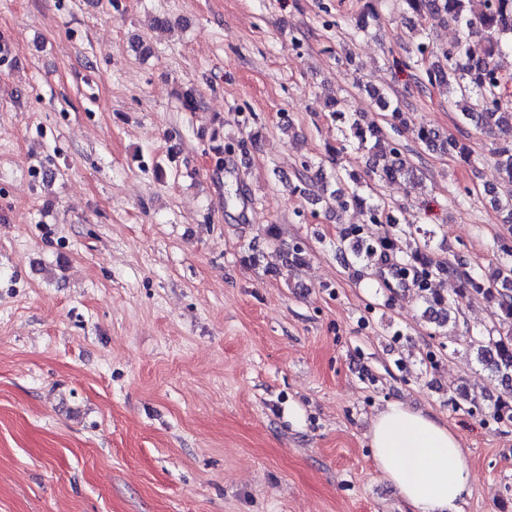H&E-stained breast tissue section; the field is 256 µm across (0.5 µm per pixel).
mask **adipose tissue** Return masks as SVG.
<instances>
[{
  "mask_svg": "<svg viewBox=\"0 0 512 512\" xmlns=\"http://www.w3.org/2000/svg\"><path fill=\"white\" fill-rule=\"evenodd\" d=\"M367 438L377 470L409 512H461L473 477L447 423L392 402L372 418Z\"/></svg>",
  "mask_w": 512,
  "mask_h": 512,
  "instance_id": "obj_1",
  "label": "adipose tissue"
}]
</instances>
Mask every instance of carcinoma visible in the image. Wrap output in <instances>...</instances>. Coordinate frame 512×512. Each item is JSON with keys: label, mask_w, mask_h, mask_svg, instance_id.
Returning a JSON list of instances; mask_svg holds the SVG:
<instances>
[{"label": "carcinoma", "mask_w": 512, "mask_h": 512, "mask_svg": "<svg viewBox=\"0 0 512 512\" xmlns=\"http://www.w3.org/2000/svg\"><path fill=\"white\" fill-rule=\"evenodd\" d=\"M404 11L424 20L439 18L452 26L456 38L447 45H438L424 35L423 28L413 29L415 49L409 56L410 64L424 70L429 85L443 87L448 95L462 102L458 122L473 126L482 134H492L495 129L512 125V99L505 94L512 83V75L501 70L499 59L512 53V0H400ZM380 109L387 113L389 129L372 123L363 125L346 115L340 100L329 103L332 116L347 123V141L356 150H366L373 158L370 174L378 184L403 179L409 183L417 178V168L403 155L393 135L401 133L407 125V115L398 101L388 93L375 90ZM418 139L428 149L456 155L471 162L472 151L451 134H445L430 125L418 129ZM499 182L492 190V202L507 212L512 223V143L505 142L493 149ZM332 169L324 173L318 166L316 179L318 199L334 200L343 209L353 208L364 213L371 224L395 225L400 223L401 209L390 206L373 196H365L362 182L340 166L335 156H330ZM315 163L304 159L296 175L297 183L291 186L296 192H306L311 177L308 172ZM265 235L279 242L282 266L292 273L306 262L305 249L296 242L279 239L276 226L267 225ZM337 248L350 251L351 262L361 267L374 258L395 260L394 272L399 280L410 272L416 273L418 296L424 305L423 318L439 327L445 326L451 316L458 315L460 300L471 293L484 295L495 305V313L504 324H512V262L499 263L485 276L462 272L453 263L434 256L429 240L405 250L400 242L386 233L380 236L363 234V225L345 227L338 239ZM440 276L456 277L460 288L450 299L431 288L430 279ZM464 348L476 355L477 361L491 376L507 384L512 381V333L496 336H466Z\"/></svg>", "instance_id": "carcinoma-1"}]
</instances>
